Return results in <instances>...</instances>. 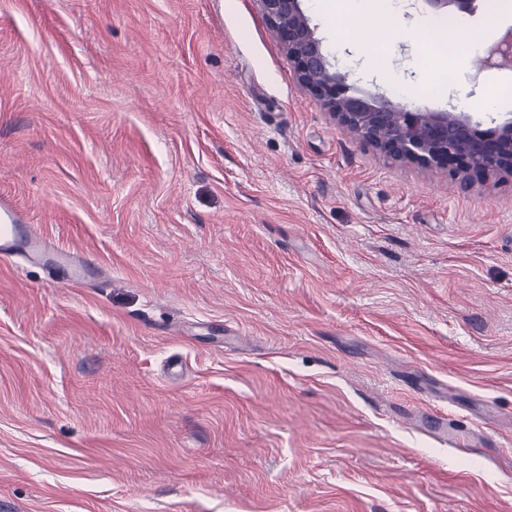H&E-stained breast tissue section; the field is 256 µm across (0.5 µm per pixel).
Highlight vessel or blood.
Here are the masks:
<instances>
[{
  "label": "vessel or blood",
  "mask_w": 512,
  "mask_h": 512,
  "mask_svg": "<svg viewBox=\"0 0 512 512\" xmlns=\"http://www.w3.org/2000/svg\"><path fill=\"white\" fill-rule=\"evenodd\" d=\"M22 258L61 271L69 284L83 283L89 269L82 259L54 245L25 224L18 211L9 204L0 203V261ZM423 418L434 437L453 446L464 445L470 432L453 426L450 417L439 412L424 413Z\"/></svg>",
  "instance_id": "vessel-or-blood-1"
}]
</instances>
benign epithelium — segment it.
<instances>
[{
  "mask_svg": "<svg viewBox=\"0 0 512 512\" xmlns=\"http://www.w3.org/2000/svg\"><path fill=\"white\" fill-rule=\"evenodd\" d=\"M266 23L288 54L297 82L336 123L385 157L449 170L460 185L473 178L512 175V118L499 121L457 109L423 111L358 86L356 73L327 51L301 0H258ZM437 12L472 13L477 0H423ZM486 67L512 68V31L489 48Z\"/></svg>",
  "mask_w": 512,
  "mask_h": 512,
  "instance_id": "7a95c632",
  "label": "benign epithelium"
}]
</instances>
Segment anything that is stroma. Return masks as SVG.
Returning <instances> with one entry per match:
<instances>
[{"mask_svg": "<svg viewBox=\"0 0 512 512\" xmlns=\"http://www.w3.org/2000/svg\"><path fill=\"white\" fill-rule=\"evenodd\" d=\"M302 7L422 109L512 86L426 58L490 0L382 50ZM2 196L99 273L0 264V512H512V178L344 131L258 0H0ZM444 400L480 442L415 426Z\"/></svg>", "mask_w": 512, "mask_h": 512, "instance_id": "35a3bbf8", "label": "stroma"}]
</instances>
